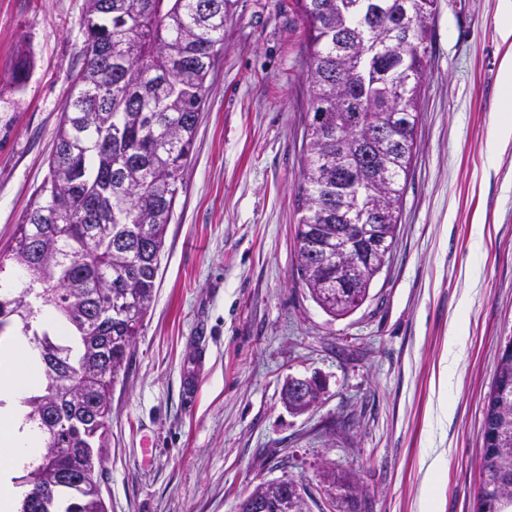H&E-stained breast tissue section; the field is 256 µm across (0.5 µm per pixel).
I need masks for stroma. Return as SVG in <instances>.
<instances>
[{"instance_id": "obj_1", "label": "stroma", "mask_w": 512, "mask_h": 512, "mask_svg": "<svg viewBox=\"0 0 512 512\" xmlns=\"http://www.w3.org/2000/svg\"><path fill=\"white\" fill-rule=\"evenodd\" d=\"M297 0H237L165 234L155 299L112 388L107 512H236L291 478L311 512H419L430 448L447 449L434 512H475L485 397L512 341V142L502 0H436L412 166L392 251L366 302L327 315L296 272L310 120ZM84 0H0V250L44 181ZM27 60L28 73L14 71ZM465 357L436 417L448 328ZM317 376L302 413L282 391ZM352 480L331 502L324 482Z\"/></svg>"}]
</instances>
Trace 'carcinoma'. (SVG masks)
Segmentation results:
<instances>
[{
  "instance_id": "obj_1",
  "label": "carcinoma",
  "mask_w": 512,
  "mask_h": 512,
  "mask_svg": "<svg viewBox=\"0 0 512 512\" xmlns=\"http://www.w3.org/2000/svg\"><path fill=\"white\" fill-rule=\"evenodd\" d=\"M236 0H85L84 62L72 76L56 129L48 175L32 195L15 244L0 253L40 285V308L0 287V334L15 323L37 350L44 383L25 400L27 421L43 437L25 466L30 487L18 512L53 500L48 512H106L90 486L108 455L112 386L130 358L153 300L160 255L183 184L205 105L206 81L224 50V29ZM435 0H298L307 22L313 110L297 192L303 215L296 236L336 247V225L354 223L355 204L336 206L352 180L379 182L361 192L362 207L384 211L385 245L348 299L336 297L316 258L296 253V270L328 315L347 316L369 297L391 251L419 120V90ZM414 12L406 69L392 50L390 24L401 8ZM373 16L367 20V16ZM351 46H377L364 72L339 54L336 35ZM50 309L74 332L66 338L33 327ZM493 403L494 446L483 456L477 498L512 512V356L500 358L486 396ZM264 494L274 509L295 504V484Z\"/></svg>"
}]
</instances>
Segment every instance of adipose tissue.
<instances>
[{"mask_svg": "<svg viewBox=\"0 0 512 512\" xmlns=\"http://www.w3.org/2000/svg\"><path fill=\"white\" fill-rule=\"evenodd\" d=\"M34 351L22 339L0 341V512H14L26 488L17 473L39 444L37 428L26 421L22 399L35 375Z\"/></svg>", "mask_w": 512, "mask_h": 512, "instance_id": "adipose-tissue-1", "label": "adipose tissue"}]
</instances>
